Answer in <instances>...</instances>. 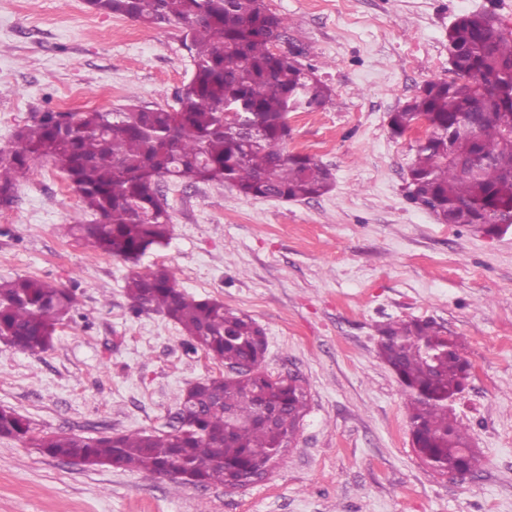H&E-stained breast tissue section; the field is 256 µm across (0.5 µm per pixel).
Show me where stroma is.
<instances>
[{"label":"stroma","instance_id":"1","mask_svg":"<svg viewBox=\"0 0 512 512\" xmlns=\"http://www.w3.org/2000/svg\"><path fill=\"white\" fill-rule=\"evenodd\" d=\"M265 2L286 20L283 44L333 90L325 109L289 113L282 146L329 168L332 189L282 201L169 186V243L134 265L62 235L80 199L58 168L34 162L0 207V278L76 288L78 305L41 355L0 340V406L43 435L148 432L191 384L225 374L163 314L132 311L126 279L163 265L189 295L264 329V371L303 379L294 445L228 492L0 438V512H512V229L441 224L414 204L416 135L389 128L425 83L452 79L451 25L486 12L512 28V0ZM191 72L179 25L94 13L85 0H0V147L49 108L173 104ZM409 318L443 324L471 364L453 408L483 466L465 478L417 458L406 400L377 356V325Z\"/></svg>","mask_w":512,"mask_h":512}]
</instances>
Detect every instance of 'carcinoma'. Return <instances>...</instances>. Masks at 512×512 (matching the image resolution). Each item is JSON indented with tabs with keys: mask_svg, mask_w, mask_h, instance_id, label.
<instances>
[{
	"mask_svg": "<svg viewBox=\"0 0 512 512\" xmlns=\"http://www.w3.org/2000/svg\"><path fill=\"white\" fill-rule=\"evenodd\" d=\"M89 10L144 25L175 22L192 76L166 107L130 103L111 110L38 112L0 147V206L15 199L37 160L59 168L78 193L88 220L63 225L113 258L137 264L168 244L172 216L163 184L212 183L245 197L312 199L333 175L311 156L285 154L288 112H316L331 88L294 53L275 49L284 18L265 0H86ZM455 77L429 82L390 116L394 134L426 122L407 166L409 197L441 224H512V32L485 13L448 29ZM230 107L241 118L228 123ZM125 291L135 311H155L179 325L193 352L230 368L189 386L175 399L169 431L71 433L41 437L30 421L0 407V438L28 441L49 457L84 460L178 485L227 488L262 478L295 439L307 410L299 382L257 369L267 351L264 329L214 299H196L164 266L133 274ZM76 289L33 276L0 278V340L30 355L47 351L58 326L76 309ZM377 354L407 400L414 450L446 476L475 472L482 458L449 407L469 377L464 347L432 319L392 320L377 328ZM224 405H219V402ZM276 414L274 421L268 414Z\"/></svg>",
	"mask_w": 512,
	"mask_h": 512,
	"instance_id": "cac0c4a2",
	"label": "carcinoma"
}]
</instances>
